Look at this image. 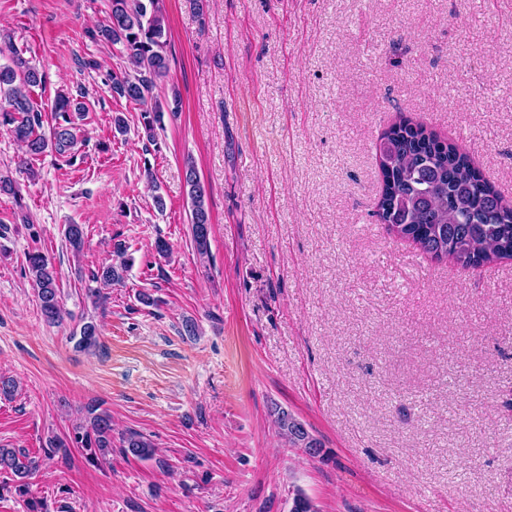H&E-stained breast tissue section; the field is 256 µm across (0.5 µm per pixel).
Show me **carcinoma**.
<instances>
[{"mask_svg": "<svg viewBox=\"0 0 512 512\" xmlns=\"http://www.w3.org/2000/svg\"><path fill=\"white\" fill-rule=\"evenodd\" d=\"M94 41L119 44L129 64L123 76L112 74L106 84L112 96L143 106L141 118L146 136L155 138L164 127V110L148 105L153 91L169 72L167 24L164 0H111L104 20L88 31ZM12 55L11 64L0 66V127L5 128L30 157L52 149L61 157H74L78 144L73 113L84 112V103L65 92L57 94L51 108L49 133L42 132V111L34 105L31 92L45 84V75L17 53L11 42L0 43V55ZM382 190L376 216L387 230L407 240L433 258H451L462 266H489L512 260V204L505 202L491 182L474 166L470 157L454 143L440 139L424 124L404 119L394 124L377 147ZM185 181L192 207V238L196 251L209 252L210 217L207 194L192 162L185 164ZM65 239L79 253L85 244L84 225L69 224ZM25 264L33 282L44 320L62 319L63 300L58 273L45 254L32 251ZM127 265H106L90 271L89 289L94 304L103 300L101 288L124 278ZM94 322L81 326L77 346L97 345ZM90 424L75 426V442L85 449L96 448L101 456L112 452L110 415L91 409ZM277 425L288 443L308 449L315 457L321 447L304 425L286 411L277 415ZM120 447L141 459L154 455L152 442L143 434L129 432ZM40 462L23 450L0 448V469L19 478L33 475ZM289 512H318L313 501L296 489Z\"/></svg>", "mask_w": 512, "mask_h": 512, "instance_id": "1", "label": "carcinoma"}]
</instances>
